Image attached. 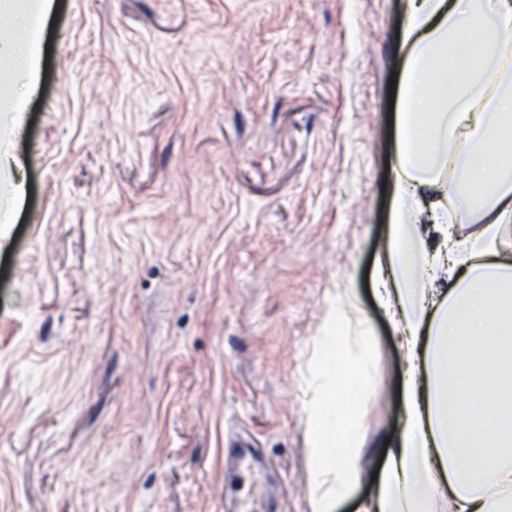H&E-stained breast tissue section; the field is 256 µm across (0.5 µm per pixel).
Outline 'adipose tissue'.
<instances>
[{
  "label": "adipose tissue",
  "mask_w": 512,
  "mask_h": 512,
  "mask_svg": "<svg viewBox=\"0 0 512 512\" xmlns=\"http://www.w3.org/2000/svg\"><path fill=\"white\" fill-rule=\"evenodd\" d=\"M404 15L375 268L407 362L404 418L356 512H512V0H405Z\"/></svg>",
  "instance_id": "adipose-tissue-1"
}]
</instances>
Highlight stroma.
I'll list each match as a JSON object with an SVG mask.
<instances>
[{
	"label": "stroma",
	"instance_id": "obj_1",
	"mask_svg": "<svg viewBox=\"0 0 512 512\" xmlns=\"http://www.w3.org/2000/svg\"><path fill=\"white\" fill-rule=\"evenodd\" d=\"M0 78V512H313L334 300L378 347L356 498L401 426L367 271L403 0H48Z\"/></svg>",
	"mask_w": 512,
	"mask_h": 512
}]
</instances>
